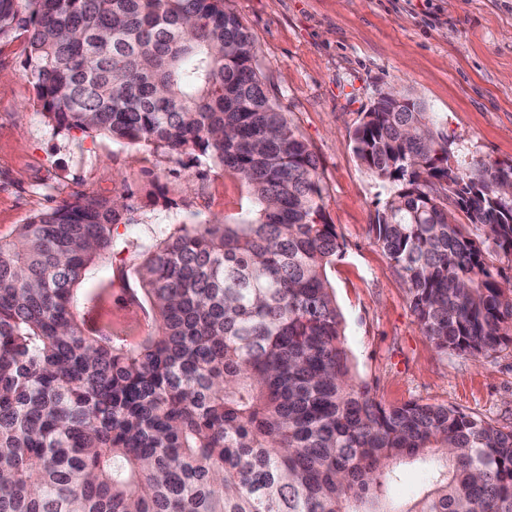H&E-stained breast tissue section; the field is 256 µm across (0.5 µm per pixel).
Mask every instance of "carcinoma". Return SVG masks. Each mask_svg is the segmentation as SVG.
Masks as SVG:
<instances>
[{
	"mask_svg": "<svg viewBox=\"0 0 512 512\" xmlns=\"http://www.w3.org/2000/svg\"><path fill=\"white\" fill-rule=\"evenodd\" d=\"M57 129L193 156L245 188L232 220L153 224L135 343L80 291L130 197L81 194L0 237V512H512V427L446 405L385 406L357 383L328 271L344 253L317 159L262 81L224 0H0ZM350 147L385 195L369 225L444 353L512 345V165L455 157L397 93ZM441 454L396 506L399 467Z\"/></svg>",
	"mask_w": 512,
	"mask_h": 512,
	"instance_id": "1",
	"label": "carcinoma"
}]
</instances>
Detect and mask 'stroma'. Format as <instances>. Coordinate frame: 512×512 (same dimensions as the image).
I'll return each mask as SVG.
<instances>
[{
	"label": "stroma",
	"mask_w": 512,
	"mask_h": 512,
	"mask_svg": "<svg viewBox=\"0 0 512 512\" xmlns=\"http://www.w3.org/2000/svg\"><path fill=\"white\" fill-rule=\"evenodd\" d=\"M252 34L263 80L314 152L328 223L345 241L329 271L353 371L388 406L444 404L512 426V346L480 359L442 354L423 336L403 278L368 231L383 204L349 147L358 113L398 88L439 113L460 161L512 163V0H226ZM22 39L0 42V235L53 201L131 195L122 228L91 279H111L97 317L140 338L134 241L151 224L223 219L245 195L217 168L175 164L103 136L60 132L33 104Z\"/></svg>",
	"instance_id": "1"
}]
</instances>
